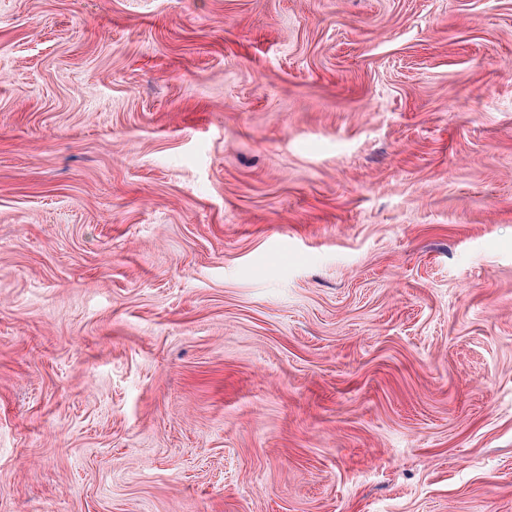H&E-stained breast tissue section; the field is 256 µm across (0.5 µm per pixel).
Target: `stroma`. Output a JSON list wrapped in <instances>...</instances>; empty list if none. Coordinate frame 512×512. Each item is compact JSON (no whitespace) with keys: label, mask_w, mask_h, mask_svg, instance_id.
Listing matches in <instances>:
<instances>
[{"label":"stroma","mask_w":512,"mask_h":512,"mask_svg":"<svg viewBox=\"0 0 512 512\" xmlns=\"http://www.w3.org/2000/svg\"><path fill=\"white\" fill-rule=\"evenodd\" d=\"M0 512H512V0H0Z\"/></svg>","instance_id":"obj_1"}]
</instances>
